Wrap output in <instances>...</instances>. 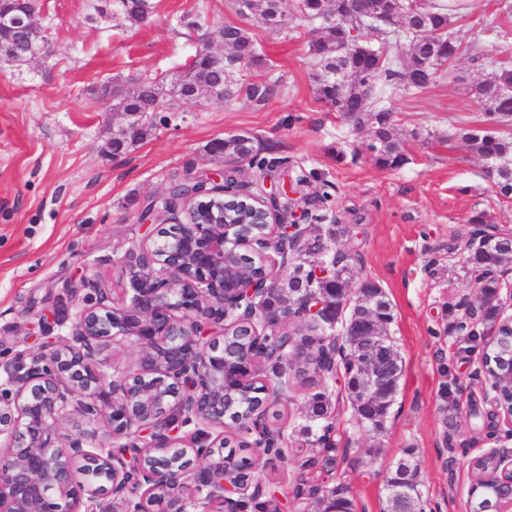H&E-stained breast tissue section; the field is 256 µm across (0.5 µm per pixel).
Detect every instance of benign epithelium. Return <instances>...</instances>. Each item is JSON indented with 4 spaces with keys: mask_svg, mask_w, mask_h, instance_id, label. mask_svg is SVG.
Instances as JSON below:
<instances>
[{
    "mask_svg": "<svg viewBox=\"0 0 512 512\" xmlns=\"http://www.w3.org/2000/svg\"><path fill=\"white\" fill-rule=\"evenodd\" d=\"M22 3L21 13H0V26L37 29L44 0ZM199 54L224 73V50L203 44ZM230 168L225 164L219 179L189 178L211 190L185 199L187 222L158 229L149 245L126 253L134 273L128 304L110 309L71 284L39 317L42 325L71 322L67 335L48 338L35 354L0 348V359L8 358L7 380L0 384V512H147L146 504L158 496L163 512H206L211 504L241 512L230 493L262 495L259 484L224 459V438L208 429L224 427L239 390L255 379L271 337L256 330L250 350L227 354L225 334L211 336L205 326L231 318L270 327L299 318L323 327L328 311L323 294L313 289L257 314L277 285L263 270L245 280L237 275L234 257L256 241L239 234L240 224L224 208L230 198H252L229 180ZM291 193L292 185L284 183L261 199L269 224L263 248L284 259L312 239L311 226L296 220L293 206L291 221L278 214L281 198ZM126 341L139 345L141 355L110 377L96 357ZM321 346L323 376L336 373V356L352 351L357 405L375 409L390 401L400 366L386 337L354 330L347 342L331 335ZM477 373L488 382L493 405L512 419V347L494 373L483 363ZM74 414L101 417L112 429V445L99 444L93 429L62 442L59 426ZM191 424L197 429L180 436ZM485 458L493 462V482L512 485V448H492L472 458L470 469ZM76 469L84 476L79 484ZM418 485L415 464L399 461L389 493L408 512H414Z\"/></svg>",
    "mask_w": 512,
    "mask_h": 512,
    "instance_id": "1",
    "label": "benign epithelium"
}]
</instances>
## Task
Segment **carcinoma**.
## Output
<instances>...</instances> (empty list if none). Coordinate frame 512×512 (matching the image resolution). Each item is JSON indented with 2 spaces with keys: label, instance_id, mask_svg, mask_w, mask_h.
<instances>
[{
  "label": "carcinoma",
  "instance_id": "1",
  "mask_svg": "<svg viewBox=\"0 0 512 512\" xmlns=\"http://www.w3.org/2000/svg\"><path fill=\"white\" fill-rule=\"evenodd\" d=\"M119 5L125 17L133 22L142 23L149 18L152 6L149 0H119ZM337 0H250L249 14L246 20H254L263 25L285 29L282 17L295 14L310 22L318 21L325 14L336 11ZM383 14L399 29L406 38L404 47L400 48L403 65L399 66L386 57L383 62L376 58L353 50L345 55L336 53L334 48V35L330 31L322 30L318 38L309 42L308 54L314 68V80L318 87V96L325 105L340 113L341 116H350L356 127H368L371 131V143L367 148L372 152L375 162L386 169H397L406 164V144L394 134L391 123V109L385 105L384 95L389 88H402L406 91H421L432 84L428 78L427 62L433 57H439L447 63L456 61L463 53H468L471 60L480 62L481 56L477 42H463L459 37L448 34L451 26L452 6L447 0H430L423 4L419 15L407 13L403 10L402 0H382ZM369 11L367 6L348 19V27L356 31V37L363 45H374L382 42L383 29L367 21ZM416 28L429 31H441L445 37L434 42H414L408 34ZM222 35L224 46L229 50V62H234L235 54H245L255 46L250 29L246 25H224L214 29ZM261 58L253 56L241 68H229L223 74H217L209 69L205 57L200 56L171 83V92L178 90L192 92L207 87H221V101L228 102L238 98L251 102L262 103L275 94L279 81H255L246 75L239 74V70H247L259 65ZM340 71L343 77L339 80L330 76L333 71ZM160 91L158 81L154 78L132 79L126 83L106 82L101 86V96L114 99L112 106L118 112L139 113L141 123L132 130L123 142L112 144V153H122L136 142L142 140L156 126V111L148 108L149 102ZM476 98L484 107L487 121L499 123L508 114L512 115V65L495 64L483 75L479 81V90ZM460 140L466 143L469 149L485 163V176L492 183L495 192L504 199H512V167H502L500 163L512 161V131L487 133L481 129L463 126L454 134L446 138V142ZM212 152L217 156H231L241 162L249 160L261 168L264 162L257 160L254 153L253 141L244 135H233L214 143ZM231 215L245 221L241 230L247 235L259 236L267 233L266 225L256 223V216L250 208L239 209ZM509 248V241L503 237L488 238L471 248L467 262L481 272L480 288L485 305L483 317L479 323H489L497 328L500 336L508 335L499 320L497 305L493 304L501 288L498 278L492 276L493 265L500 262L502 257L493 256V253ZM307 255L300 254L295 259L294 275L288 280V296L301 295L311 285L307 273ZM354 278V267L347 258L336 261V281L325 283L322 290L327 294L331 303H336V292L350 284ZM377 308L381 313L373 318L379 332H387L388 325L393 320V310L390 301L382 289L375 283L365 281L360 283L358 294L345 325L368 316L369 309ZM477 323V324H479ZM472 324L465 328L458 326L457 330L467 331V335H476ZM313 328L296 325L291 329L281 331L279 342L287 340L299 341L304 344L296 354L294 365L283 368L279 362L269 363L270 376L265 383L250 385L239 393V401L229 412L230 423L242 426V417L261 398L259 391L264 388L276 392L281 378L292 372L294 375L304 377L311 371H316L314 352L308 345L322 339L320 335H310ZM308 417L322 424V434L317 436L316 442L330 444L333 431L334 409L329 397L317 392L311 395L308 404ZM227 451L224 456L234 459L239 468L246 466V459L241 452L247 444L240 442L233 444V439H224ZM322 512H352V503L336 495L324 497Z\"/></svg>",
  "mask_w": 512,
  "mask_h": 512
}]
</instances>
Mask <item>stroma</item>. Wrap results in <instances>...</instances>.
Returning <instances> with one entry per match:
<instances>
[{"instance_id":"obj_1","label":"stroma","mask_w":512,"mask_h":512,"mask_svg":"<svg viewBox=\"0 0 512 512\" xmlns=\"http://www.w3.org/2000/svg\"><path fill=\"white\" fill-rule=\"evenodd\" d=\"M151 2L149 19L135 23L117 0H45L38 24L47 53L22 65L0 60V345L38 350V313L73 283L83 295L122 307L133 276L126 253L146 242L151 228L169 224L165 212L142 223L144 207L173 179L222 170L223 158L211 151L215 140L251 136L276 168L242 165L239 182L258 195L270 179L306 174L300 191L314 201L309 223L345 225L328 246L351 257L355 282H375L386 293L394 313L388 332L403 365L379 433L358 420L343 379L290 381L269 420L285 436L282 453L250 447L251 479L266 487L277 512H322L317 497L296 495L303 480L343 486L353 512H383L384 481L409 455L425 512H467L470 460L504 444L512 429L475 372L486 333L455 329L465 309L482 301L464 271L470 217L486 212L491 232L512 234V200L494 192L484 162L460 141H441L458 127L484 125L471 92L480 67L464 55L429 88L392 92V123L409 160L386 170L368 149L370 130L317 98L308 55L314 24L295 19L278 31L256 23L263 63L250 73L279 80L274 96L261 104L180 103L116 156L112 136L127 117L99 101L100 86L145 75L171 82L203 33L240 21L231 0ZM466 2L453 30L478 39L484 56H512V0ZM182 15L192 26L175 25ZM486 21L508 37L481 33ZM316 392L336 407L335 468L328 473L303 466L311 453L303 427L321 432L307 412Z\"/></svg>"}]
</instances>
